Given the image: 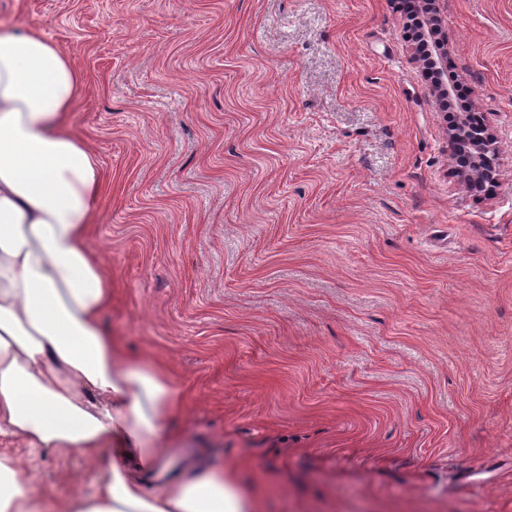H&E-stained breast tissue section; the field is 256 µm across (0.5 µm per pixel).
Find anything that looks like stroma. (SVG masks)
Masks as SVG:
<instances>
[{
  "label": "stroma",
  "instance_id": "35a3bbf8",
  "mask_svg": "<svg viewBox=\"0 0 512 512\" xmlns=\"http://www.w3.org/2000/svg\"><path fill=\"white\" fill-rule=\"evenodd\" d=\"M397 5L0 0L83 76L103 326L179 387L173 464L254 512H512V0L438 2L480 192ZM35 468L58 502L102 477ZM448 146L454 160L455 172L471 185L481 177L492 183L498 178L497 149L487 125L482 121L480 131L471 128L469 115H458L448 131Z\"/></svg>",
  "mask_w": 512,
  "mask_h": 512
}]
</instances>
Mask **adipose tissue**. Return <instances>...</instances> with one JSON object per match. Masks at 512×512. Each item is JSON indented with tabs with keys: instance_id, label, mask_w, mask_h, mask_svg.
I'll return each instance as SVG.
<instances>
[{
	"instance_id": "obj_1",
	"label": "adipose tissue",
	"mask_w": 512,
	"mask_h": 512,
	"mask_svg": "<svg viewBox=\"0 0 512 512\" xmlns=\"http://www.w3.org/2000/svg\"><path fill=\"white\" fill-rule=\"evenodd\" d=\"M82 76L42 31L0 29V512H44L34 460L77 454L106 476L56 512H247L223 470L172 474L164 429L178 395L101 317L112 289L88 230L96 153L68 124Z\"/></svg>"
}]
</instances>
